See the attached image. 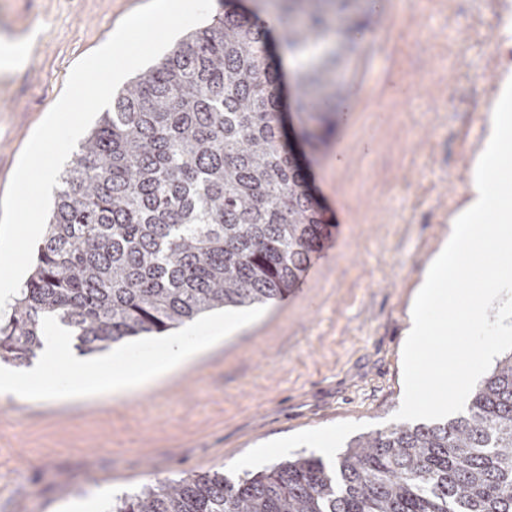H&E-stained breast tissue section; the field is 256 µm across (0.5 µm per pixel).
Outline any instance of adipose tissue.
<instances>
[{
  "mask_svg": "<svg viewBox=\"0 0 512 512\" xmlns=\"http://www.w3.org/2000/svg\"><path fill=\"white\" fill-rule=\"evenodd\" d=\"M485 136L475 162L468 197L448 224V236L433 255L416 290L410 311L411 341L406 349L414 385L425 384L443 391L455 385L467 388L470 360L455 352L423 367L432 341H445L449 322L459 328L471 323L474 309L456 300L455 279L462 276V257L491 254L512 240V181L502 180L498 189L486 187L490 166L512 159V82L501 85L494 107L484 115Z\"/></svg>",
  "mask_w": 512,
  "mask_h": 512,
  "instance_id": "1",
  "label": "adipose tissue"
}]
</instances>
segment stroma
<instances>
[{
    "label": "stroma",
    "mask_w": 512,
    "mask_h": 512,
    "mask_svg": "<svg viewBox=\"0 0 512 512\" xmlns=\"http://www.w3.org/2000/svg\"><path fill=\"white\" fill-rule=\"evenodd\" d=\"M147 0H0V38H29L21 69L0 71V196L72 67ZM391 22L351 62L336 137L309 157L334 225L298 288L197 362L133 397L17 400L0 396V512H96L147 484L281 461H332L352 437L460 413L466 398L407 412L403 350L420 278L466 200L481 114L506 77L512 0H375ZM463 338L474 381L512 350V288ZM493 354H486L488 342Z\"/></svg>",
    "instance_id": "obj_1"
}]
</instances>
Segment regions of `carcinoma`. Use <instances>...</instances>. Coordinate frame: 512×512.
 <instances>
[{"mask_svg": "<svg viewBox=\"0 0 512 512\" xmlns=\"http://www.w3.org/2000/svg\"><path fill=\"white\" fill-rule=\"evenodd\" d=\"M269 1L296 63L301 140L320 153L356 34L378 18L363 0ZM280 87L265 29L235 0L128 80L60 175L0 359L35 357L48 315L93 352L297 287L332 224L285 140ZM112 512H512V351L456 417L358 435L332 466L302 450L234 481H162Z\"/></svg>", "mask_w": 512, "mask_h": 512, "instance_id": "cac0c4a2", "label": "carcinoma"}]
</instances>
